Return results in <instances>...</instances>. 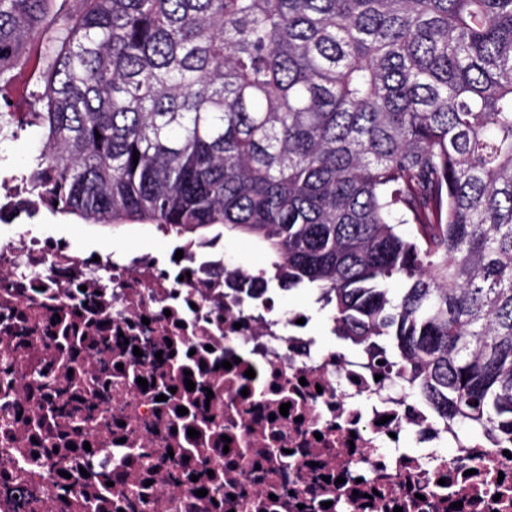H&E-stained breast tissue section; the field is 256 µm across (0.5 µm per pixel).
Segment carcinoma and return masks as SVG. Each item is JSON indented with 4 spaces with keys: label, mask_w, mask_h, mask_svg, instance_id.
<instances>
[{
    "label": "carcinoma",
    "mask_w": 512,
    "mask_h": 512,
    "mask_svg": "<svg viewBox=\"0 0 512 512\" xmlns=\"http://www.w3.org/2000/svg\"><path fill=\"white\" fill-rule=\"evenodd\" d=\"M33 42L0 143L39 128L34 206L254 240L437 419L512 437V0H0V85ZM32 77V70L20 75L15 83L0 89V112H29L27 84ZM12 101V104H9ZM8 103V106L5 105Z\"/></svg>",
    "instance_id": "cac0c4a2"
}]
</instances>
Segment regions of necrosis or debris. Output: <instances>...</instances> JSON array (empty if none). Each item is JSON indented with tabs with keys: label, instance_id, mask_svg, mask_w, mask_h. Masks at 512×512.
Segmentation results:
<instances>
[{
	"label": "necrosis or debris",
	"instance_id": "necrosis-or-debris-1",
	"mask_svg": "<svg viewBox=\"0 0 512 512\" xmlns=\"http://www.w3.org/2000/svg\"><path fill=\"white\" fill-rule=\"evenodd\" d=\"M33 215L20 183L0 184L10 230L0 238V359L12 363L0 384L13 383L0 418H14L0 428V452L12 450L16 474L0 512H84L88 501L116 512L133 485L154 512H512V441L465 436L377 378L366 357L318 349L300 312L279 311L257 277L231 272L223 245L187 241L182 258L165 260L147 249L78 251ZM101 335L114 364L106 403L98 367L65 346ZM167 350L172 360L158 363ZM43 374L61 389L55 401L32 382ZM87 444L113 484L73 483L63 510L46 454L72 463ZM132 448L149 465L127 462ZM178 465L191 480H173ZM214 484L219 509L202 495Z\"/></svg>",
	"mask_w": 512,
	"mask_h": 512
}]
</instances>
